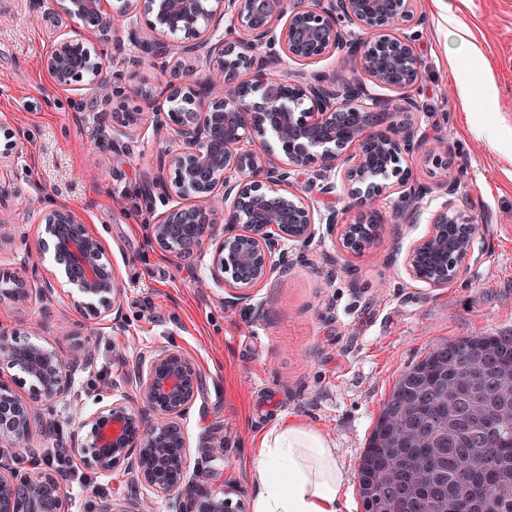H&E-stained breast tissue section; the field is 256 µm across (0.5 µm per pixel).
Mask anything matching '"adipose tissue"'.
I'll return each instance as SVG.
<instances>
[{"instance_id": "obj_1", "label": "adipose tissue", "mask_w": 512, "mask_h": 512, "mask_svg": "<svg viewBox=\"0 0 512 512\" xmlns=\"http://www.w3.org/2000/svg\"><path fill=\"white\" fill-rule=\"evenodd\" d=\"M248 465L253 512H341L345 473L333 443L312 427L280 421L262 435Z\"/></svg>"}]
</instances>
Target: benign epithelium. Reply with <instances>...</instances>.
<instances>
[{"instance_id": "1", "label": "benign epithelium", "mask_w": 512, "mask_h": 512, "mask_svg": "<svg viewBox=\"0 0 512 512\" xmlns=\"http://www.w3.org/2000/svg\"><path fill=\"white\" fill-rule=\"evenodd\" d=\"M416 0H65L68 16L97 33L88 47L76 33L59 42L42 66L60 85L85 81L103 95L113 122L127 127L133 115L111 104L126 95L121 74L102 79L104 62L112 55V36L134 27V17H150L158 34L197 40L195 46L174 45L175 67L195 78L171 83L168 111L153 113L157 129H171L179 146L168 154L175 177H148L144 189L158 197L165 210L147 225L152 245L183 257L213 242L210 265L214 280L228 274L234 299L245 300L250 288L292 267L295 245L313 241L316 224L339 230L342 247L360 253L350 239L358 228L332 204L335 178L345 181L348 194L366 209H374L387 193H399L394 206L398 224L414 223L430 188L421 184L402 161L425 154L436 187L445 200L430 216V236L453 224L462 239L445 246L458 249L456 262L424 282L441 287L465 274L473 254L479 224L458 204L459 184L448 172L444 138L430 135L413 117V99L398 107L387 95L415 86L420 76L413 26ZM227 18L224 36L210 43L209 23L217 14ZM344 53L359 57L351 68L333 77L309 81L288 62H314ZM195 60L186 64L185 60ZM251 73L252 97L238 94L237 74ZM276 132L280 153L243 149L253 134ZM317 189L311 198L307 189ZM193 194L195 204L181 200ZM224 204L227 215L221 235L206 224V209ZM38 223L46 237L42 252L53 250L66 283L77 292L76 305L87 315L119 314L121 288L105 257L100 239L91 234L78 211L52 206L40 210ZM429 239L407 254L408 274L419 278L418 260ZM54 283L43 278L38 287L19 277L0 278V306L18 305L36 297L48 311ZM90 335L74 339L71 354L52 344L0 328V447L26 448L32 423L44 421L47 435L55 433L57 407L72 398L77 378L92 369L95 354ZM31 381L32 397L16 393L21 377ZM135 383L139 408L129 405L120 386L112 385L99 407L73 421L71 445L80 462L102 474L125 467L133 480L151 493L174 503L176 512H236L231 492L219 485L190 479V462L182 421L196 398L199 376L175 344L139 355L127 372ZM149 465H143V461ZM404 471L392 466L386 486L400 492ZM0 512H66V492L57 474L43 468L0 470ZM99 512H147L143 503L101 502Z\"/></svg>"}]
</instances>
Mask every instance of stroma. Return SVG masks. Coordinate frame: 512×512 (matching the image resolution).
<instances>
[{
    "mask_svg": "<svg viewBox=\"0 0 512 512\" xmlns=\"http://www.w3.org/2000/svg\"><path fill=\"white\" fill-rule=\"evenodd\" d=\"M0 10L8 15L0 24V127L16 142L0 156V211L10 221L0 231V271L28 279L56 270L52 253L31 246L44 233L38 210L66 205L102 240L123 290L115 322L82 314L65 287L50 313L34 300L0 312V323L39 330L50 342L63 323L96 329L94 367L75 385L83 411L123 382L138 353L176 342L200 374L183 421L192 478L202 476L197 465L210 439L223 438L216 469L240 512H252L256 486L246 462L259 450L258 435L288 418L334 443L347 479L342 512H363L360 456L400 375L440 343L512 335V0L416 2L421 76L408 95L423 125L446 136L459 199L482 226L467 274L435 288L412 278L406 256L430 224L393 223L390 197L370 216L341 187L336 206L346 221L375 225L369 248L349 253L321 233L287 276L258 283L243 301L223 284L199 287L211 248L176 259L147 237L144 179L174 176L166 163L173 143L151 124L154 111L169 107L170 77L153 61L170 39L143 20L118 31L121 44L134 39L146 50L134 61L117 53L105 62V74L122 75L126 111L138 115L106 135L98 88L56 85L41 67L74 26L62 0H0ZM458 25L470 45L457 57L450 33Z\"/></svg>",
    "mask_w": 512,
    "mask_h": 512,
    "instance_id": "35a3bbf8",
    "label": "stroma"
}]
</instances>
